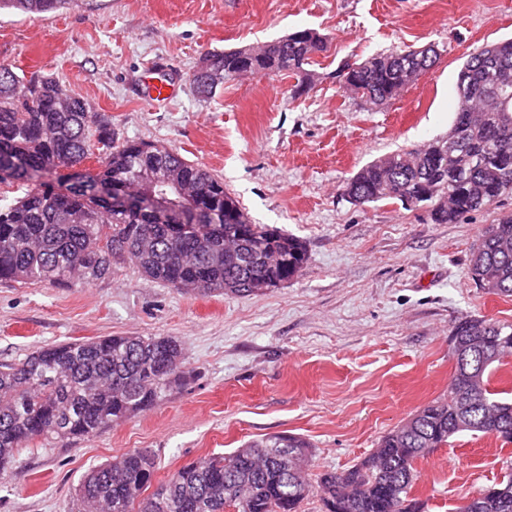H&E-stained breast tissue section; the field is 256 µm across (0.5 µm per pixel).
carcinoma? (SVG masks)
<instances>
[{"instance_id": "carcinoma-1", "label": "carcinoma", "mask_w": 512, "mask_h": 512, "mask_svg": "<svg viewBox=\"0 0 512 512\" xmlns=\"http://www.w3.org/2000/svg\"><path fill=\"white\" fill-rule=\"evenodd\" d=\"M67 0H0L1 9L52 13ZM329 49L311 29L275 41L202 58L190 82L213 96L226 74H288L300 97L315 86L307 69ZM432 45L398 47L364 61H344L336 79L364 102L398 97L436 63ZM469 90V122L455 119L448 135L392 153L360 169L343 195L361 205L401 202L430 209L436 224H456L474 212L494 214L472 248L469 274L488 294L512 296V40L469 54L456 86ZM96 158V169H84ZM26 186L0 205V281L66 285L101 278L95 267L124 257L137 272L185 293H259L262 279L290 281L307 260L304 243L254 224L224 182L170 146L119 140L110 122L51 74L19 76L0 64V183ZM195 192L196 208L150 214L146 200ZM172 224L192 230L181 236ZM279 253L281 268L264 257ZM455 367L448 397L418 411L385 435L376 451L341 471L308 479L312 445L294 435L253 440L229 455L188 463L151 494L154 455L135 449L101 464L79 494L95 512H299L310 495L325 512H422L409 498L414 463L461 434L512 442V399L490 389L489 376L512 357V323L461 318L449 334ZM185 359L168 336H102L42 346L21 363L0 364V475L37 440L87 437L151 409L180 381ZM460 512H512V475L480 491Z\"/></svg>"}]
</instances>
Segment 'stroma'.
<instances>
[{
  "label": "stroma",
  "instance_id": "1",
  "mask_svg": "<svg viewBox=\"0 0 512 512\" xmlns=\"http://www.w3.org/2000/svg\"><path fill=\"white\" fill-rule=\"evenodd\" d=\"M305 28L330 39L309 94L261 74L226 76L209 98L191 89L205 54ZM511 37L512 0H78L46 15L0 14V63L53 75L111 118L119 138L176 147L223 178L252 223L307 249L299 276L250 296L185 294L119 260L89 284L0 281L2 363L108 335L170 336L185 348L181 384L151 410L20 451L0 479V512H83L85 474L134 449L152 452L158 484L198 458L277 434L311 443L310 475L343 471L446 397L454 322H512V297L469 277L470 249L493 217L436 224L425 208L352 204L342 185L377 158L445 136L462 63ZM428 44L435 66L376 108L334 77L343 61ZM154 63L181 85L162 106L139 97ZM415 468L411 495L423 512H458L512 474V443L464 434Z\"/></svg>",
  "mask_w": 512,
  "mask_h": 512
}]
</instances>
